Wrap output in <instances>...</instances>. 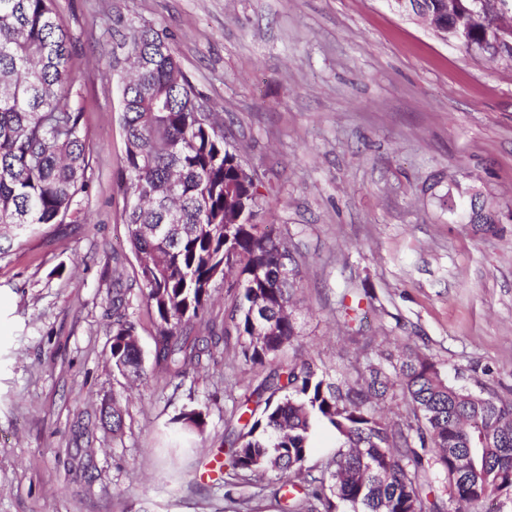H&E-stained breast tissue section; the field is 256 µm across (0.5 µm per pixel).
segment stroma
Returning <instances> with one entry per match:
<instances>
[{"mask_svg":"<svg viewBox=\"0 0 512 512\" xmlns=\"http://www.w3.org/2000/svg\"><path fill=\"white\" fill-rule=\"evenodd\" d=\"M92 180L81 219L0 240V512H285L278 480L203 478L259 368L235 343L183 378L112 366L129 285L144 359L156 321L122 221L123 36L167 31L258 175L257 223L297 249L287 359L354 379L406 346L468 392L512 401V222L466 223L471 190L512 202V67L387 0H57ZM119 399L112 430L105 404ZM203 432L176 431L187 406ZM233 491L234 500L224 497Z\"/></svg>","mask_w":512,"mask_h":512,"instance_id":"1","label":"stroma"}]
</instances>
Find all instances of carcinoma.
<instances>
[{
	"label": "carcinoma",
	"instance_id": "cac0c4a2",
	"mask_svg": "<svg viewBox=\"0 0 512 512\" xmlns=\"http://www.w3.org/2000/svg\"><path fill=\"white\" fill-rule=\"evenodd\" d=\"M409 5L512 65V0H498L494 13L484 0H457L451 10L445 0ZM126 41L141 64L122 86L123 224L141 256L136 283L156 318L155 365L183 377L234 335L243 359L264 373L246 398L249 419L228 433L225 466L258 478L276 473L274 495L288 500V512H336L339 502L353 512H443L430 498L437 482L452 502L472 507L492 494L512 502V403L450 385L418 354L398 365L370 360L351 386L310 362L281 360L296 336L288 314L296 259L253 223L257 186L243 177L247 165L182 73L169 35L143 25ZM70 98L68 37L55 0H0V226L23 234L79 221L92 151ZM503 217L470 197L469 223L487 231ZM218 281L233 292L220 336L208 307ZM134 329L119 287L111 357L122 373L143 368ZM392 374L413 413L397 427L382 415ZM171 423L201 432L206 414L184 410ZM320 426L334 432L338 449L332 468L316 475L307 462Z\"/></svg>",
	"mask_w": 512,
	"mask_h": 512
}]
</instances>
